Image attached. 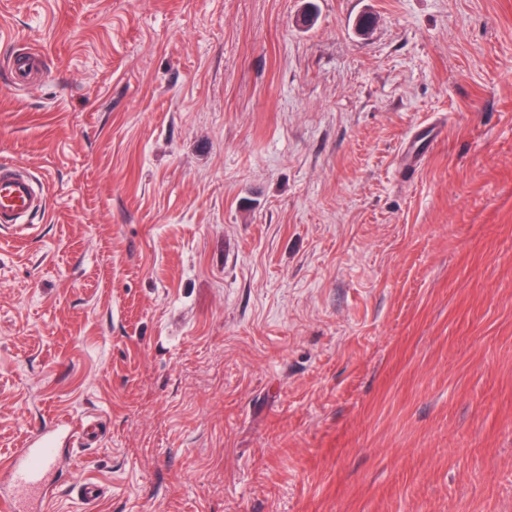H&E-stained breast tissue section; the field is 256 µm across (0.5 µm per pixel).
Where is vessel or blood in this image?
Listing matches in <instances>:
<instances>
[{"mask_svg": "<svg viewBox=\"0 0 512 512\" xmlns=\"http://www.w3.org/2000/svg\"><path fill=\"white\" fill-rule=\"evenodd\" d=\"M35 59L29 54L13 57L8 69L16 87L27 84ZM47 193L37 179L22 168L0 165V225L7 228L27 227L31 216L45 211ZM60 423L38 431L5 461L0 462V485L9 493L0 498V512H19L16 497L20 491L46 493L59 464L57 441Z\"/></svg>", "mask_w": 512, "mask_h": 512, "instance_id": "b4317fda", "label": "vessel or blood"}]
</instances>
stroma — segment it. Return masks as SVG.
<instances>
[{
	"instance_id": "1",
	"label": "stroma",
	"mask_w": 512,
	"mask_h": 512,
	"mask_svg": "<svg viewBox=\"0 0 512 512\" xmlns=\"http://www.w3.org/2000/svg\"><path fill=\"white\" fill-rule=\"evenodd\" d=\"M1 162L28 512H512V0H0ZM35 61V58L29 54H19L10 60L8 69L13 76L16 88L26 86ZM31 174L11 165H0V225L31 228L29 218L45 211L47 193ZM62 424L59 421L49 428L39 430L2 462L5 477L1 484L13 493L6 494L1 501L2 510L15 512L21 504L14 495L18 491H34L40 495L51 488V479L58 468L57 441Z\"/></svg>"
}]
</instances>
